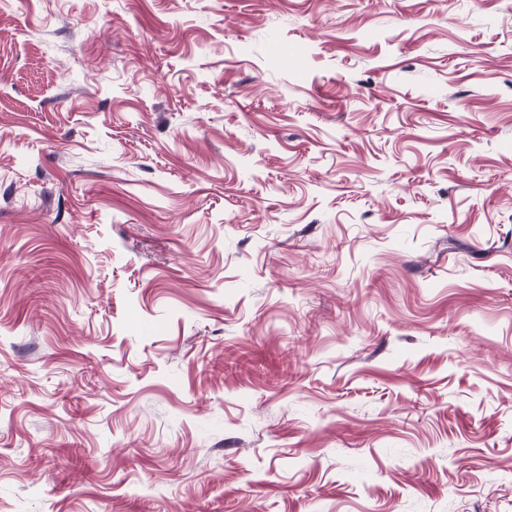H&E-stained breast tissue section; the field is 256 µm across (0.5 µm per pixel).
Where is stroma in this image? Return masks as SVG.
Instances as JSON below:
<instances>
[{"label":"stroma","mask_w":512,"mask_h":512,"mask_svg":"<svg viewBox=\"0 0 512 512\" xmlns=\"http://www.w3.org/2000/svg\"><path fill=\"white\" fill-rule=\"evenodd\" d=\"M0 512H512V0H0Z\"/></svg>","instance_id":"obj_1"}]
</instances>
